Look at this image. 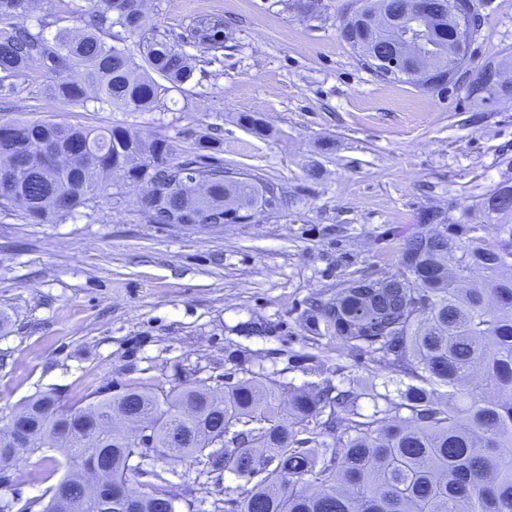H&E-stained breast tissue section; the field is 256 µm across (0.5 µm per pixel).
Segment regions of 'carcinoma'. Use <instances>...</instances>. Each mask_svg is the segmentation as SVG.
Listing matches in <instances>:
<instances>
[{"instance_id": "carcinoma-1", "label": "carcinoma", "mask_w": 512, "mask_h": 512, "mask_svg": "<svg viewBox=\"0 0 512 512\" xmlns=\"http://www.w3.org/2000/svg\"><path fill=\"white\" fill-rule=\"evenodd\" d=\"M34 9V0H0V101L24 91L18 80L36 68L46 78L42 92L62 103L151 112L194 77L184 45L208 52L226 37L217 15L192 18L184 36L162 33L145 0H64L51 20ZM123 33L139 38L143 76L134 54L105 41ZM449 37L447 26L437 34L435 91L453 81ZM114 172L145 185L138 207L150 224L212 210L244 224L275 188L210 155L178 157L167 140L119 126L0 122L5 217L57 224L92 219L103 202L119 208L125 197ZM474 208L495 221L494 239L479 235L483 224L447 216V234L428 238L424 213L404 238L399 270L342 280L303 315L308 332L411 380L399 402L352 380L334 394L309 392L252 371L225 384L218 400L205 379L167 389L125 384L135 421L169 450L163 456L136 447L128 425L113 417L109 388L72 403L40 391L9 417L28 427V448L11 451L3 441L9 425L0 426V483L25 455L58 448L63 477L45 490L40 512H177L168 478L177 470L157 469L161 458L198 465L184 498L189 512L202 478L220 469L243 483L224 488L211 512H512V185L487 189ZM363 396L370 414L358 411ZM296 425L309 437L298 438ZM90 435L98 466L89 463Z\"/></svg>"}]
</instances>
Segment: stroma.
Listing matches in <instances>:
<instances>
[{"label":"stroma","mask_w":512,"mask_h":512,"mask_svg":"<svg viewBox=\"0 0 512 512\" xmlns=\"http://www.w3.org/2000/svg\"><path fill=\"white\" fill-rule=\"evenodd\" d=\"M317 15L288 0H147L157 30L178 34L198 14L227 25L213 63L153 112L65 105L30 73L0 121L121 126L184 151L201 135L214 157L286 194L248 224H150L137 210L102 205L97 221L28 224L0 217V419L38 391L73 400L98 386L170 387L201 369L212 385L247 372L305 390L400 387L399 375L303 327L316 294L400 264L403 234L426 210L483 223L473 205L512 185V0H476L480 25L469 70L504 61L506 84L472 100L465 81L441 92L384 82L341 39L354 0H321ZM249 113L269 134L239 122ZM58 452L28 455L0 486L10 512L45 491Z\"/></svg>","instance_id":"1"}]
</instances>
